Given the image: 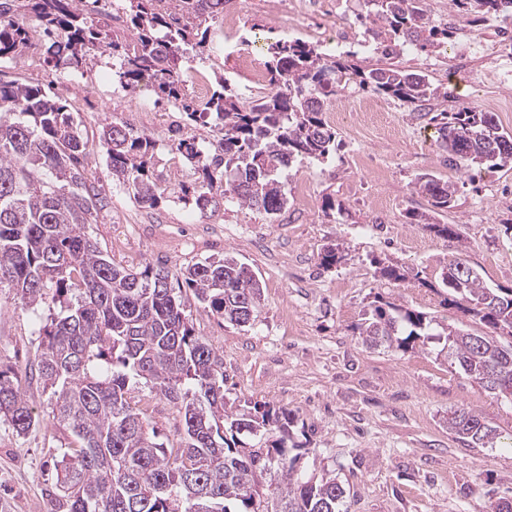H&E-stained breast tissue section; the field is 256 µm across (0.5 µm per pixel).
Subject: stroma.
<instances>
[{
  "label": "stroma",
  "mask_w": 512,
  "mask_h": 512,
  "mask_svg": "<svg viewBox=\"0 0 512 512\" xmlns=\"http://www.w3.org/2000/svg\"><path fill=\"white\" fill-rule=\"evenodd\" d=\"M299 2L227 0L224 14L234 28L225 31L223 20L212 24L215 51L195 61V69L211 82L224 76L247 100L259 89L238 69L236 55L246 51L265 64L263 45L273 35L317 46L337 36L342 50L356 52L358 65L387 64L382 54L360 48L364 29L355 17L364 12V0H342V12L324 14L305 12ZM428 9L458 32L447 46L400 56L401 65L447 89V98L433 101L435 110L476 106L512 132V81L501 78L502 69H512V40L493 28L459 25L448 14V0H428ZM0 77L51 85L94 143L88 178L108 206L88 231L114 262L135 269L160 265L176 279L196 262L232 256L256 274L262 297L253 325L206 314L189 292L187 313L196 334L224 359L228 404L246 410L267 402L293 410L300 469L341 483L345 512H490L512 496V397L492 395L464 375L440 339L451 327L484 331L478 320L444 303L441 274L450 260L465 257L490 287L512 289V169L468 178L449 165L434 128L414 111L352 83L335 107L354 113L356 121L335 124V152L298 162L284 180L290 196L299 184L309 185L307 208L291 202L271 217L228 202L201 211L173 192L148 208L113 181L96 140L101 122L113 115L155 137L152 167L168 186L191 180L174 147L183 116L158 105L151 83L132 93L107 61L79 75L29 53L1 63ZM363 102L378 103L382 113L360 111ZM425 173L457 184L454 206L439 221L459 225L463 241L410 223V212L428 207L413 188ZM330 244L341 246L342 258L326 267L321 255ZM380 265L406 270V280L380 278ZM12 296L9 286L0 287V369L22 372L38 362L36 328L48 312L21 309ZM377 299L427 313L433 338L406 349L364 344L356 327ZM24 391L42 421L23 436L0 422V499L8 512H43L44 473L77 441L54 424L42 381L25 383ZM135 396L162 441L178 444L173 405L144 385ZM463 407L497 429L493 445L464 443L449 430V415Z\"/></svg>",
  "instance_id": "stroma-1"
}]
</instances>
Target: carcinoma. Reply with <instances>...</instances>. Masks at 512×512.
<instances>
[{"label": "carcinoma", "mask_w": 512, "mask_h": 512, "mask_svg": "<svg viewBox=\"0 0 512 512\" xmlns=\"http://www.w3.org/2000/svg\"><path fill=\"white\" fill-rule=\"evenodd\" d=\"M102 0H0V62L32 47L29 16L46 37L55 65L84 73L98 58H112L124 87L148 79L185 116V126H209L207 147L193 136L176 150L193 169L179 199L200 210L226 201L273 216L288 199L281 181L304 158L323 160L336 149V131L323 113L350 81L404 105L423 107L439 92L429 79L390 64L361 68L342 53L328 55L302 39L267 44L269 89L242 101L223 77L209 97L183 93L190 69L187 49L210 50L209 21L224 16L229 0H125L128 34L96 20ZM358 15L375 50L400 55L408 46L438 48L452 32L436 22L426 0H365ZM463 18L486 25L512 18V0H450ZM437 133L448 163L464 170L512 168V134L495 115L474 106L456 112H420ZM112 179L150 208L167 194L151 159L156 142L124 121L106 122L98 135ZM89 140L82 137L59 97L39 86L0 79V281L27 308L58 306L38 328V373L49 391L53 419L79 447L53 462L46 512H340L345 488L314 479L288 453L296 413L255 404L227 407L224 360L195 334L185 301L169 272L150 265H118L87 231L107 206L89 183ZM415 189L431 208L410 213L444 238L462 240L459 225L433 215L452 207L456 186L424 174ZM450 304L485 325L479 335L448 330V345L463 373L505 395L500 376H512V345L496 339L512 326V289L490 288L465 259L446 267ZM204 311L245 327L257 318L261 282L232 257L197 262L182 272ZM372 346L408 348L431 336L426 314L391 303L374 306L357 327ZM172 403L183 424L176 448L159 441L132 392L140 383ZM0 421L19 435L39 423L22 378L0 371ZM448 429L472 445L494 443L497 430L474 411L448 416ZM249 435L252 442L242 440Z\"/></svg>", "instance_id": "carcinoma-1"}]
</instances>
